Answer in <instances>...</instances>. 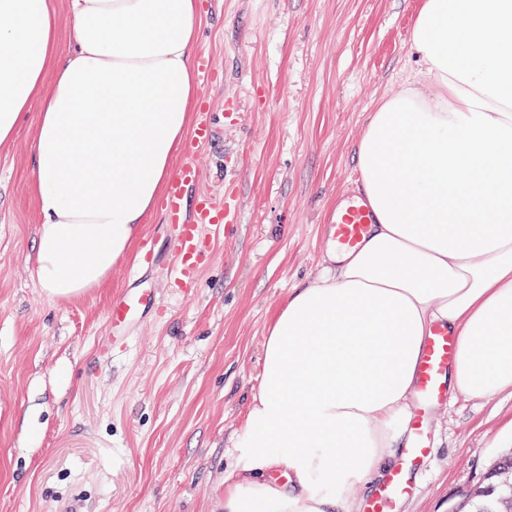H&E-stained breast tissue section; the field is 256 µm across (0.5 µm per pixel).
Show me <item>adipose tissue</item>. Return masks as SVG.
Instances as JSON below:
<instances>
[{"label":"adipose tissue","instance_id":"1","mask_svg":"<svg viewBox=\"0 0 512 512\" xmlns=\"http://www.w3.org/2000/svg\"><path fill=\"white\" fill-rule=\"evenodd\" d=\"M0 0V148L38 107L36 278L101 287L173 173L197 93L198 0ZM406 83L354 150L374 222L328 253L266 330L224 512H359L406 433L433 328L451 393L512 394V0H421Z\"/></svg>","mask_w":512,"mask_h":512}]
</instances>
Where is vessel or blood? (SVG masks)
I'll list each match as a JSON object with an SVG mask.
<instances>
[{
  "mask_svg": "<svg viewBox=\"0 0 512 512\" xmlns=\"http://www.w3.org/2000/svg\"><path fill=\"white\" fill-rule=\"evenodd\" d=\"M214 132L209 108L201 106L186 150L189 160L173 177L161 202L166 223L174 225L178 231L167 266L172 282L178 288L195 287L211 248V230L239 220L237 200L219 203L203 191L192 201L186 195L187 187L198 181V171L190 157L212 140ZM371 222L367 204L353 200L328 225V236L352 249L361 243ZM157 311V303L149 294L134 287L124 289L112 299L107 311V325L112 332L107 339L108 345H116L117 333L135 328ZM454 355V336L447 329H435L427 339L417 369L416 409L408 421L404 446L386 479L366 499L365 512H398L400 504L412 494L418 466L429 462L433 455L428 412L448 397L445 375Z\"/></svg>",
  "mask_w": 512,
  "mask_h": 512,
  "instance_id": "vessel-or-blood-1",
  "label": "vessel or blood"
}]
</instances>
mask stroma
Masks as SVG:
<instances>
[{
    "label": "stroma",
    "mask_w": 512,
    "mask_h": 512,
    "mask_svg": "<svg viewBox=\"0 0 512 512\" xmlns=\"http://www.w3.org/2000/svg\"><path fill=\"white\" fill-rule=\"evenodd\" d=\"M215 140L199 190L240 201L213 231L192 292L164 303L118 354L107 308L133 256L73 300L36 274L30 191L36 114L0 150V512H224V450L261 383L266 328L326 254L336 201L355 191L366 114L409 78L420 0H198ZM432 461L400 512H451L512 445V395L455 396L429 414Z\"/></svg>",
    "instance_id": "obj_1"
}]
</instances>
